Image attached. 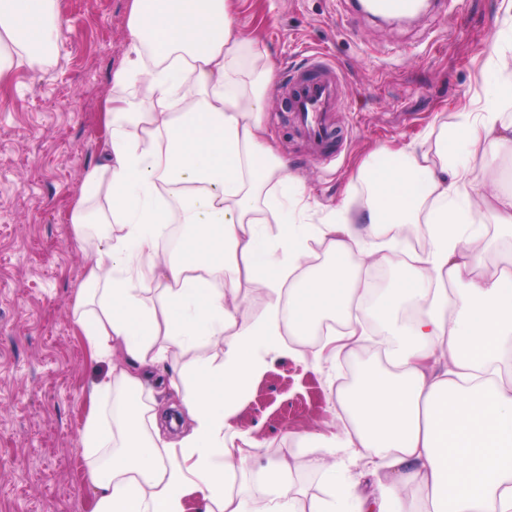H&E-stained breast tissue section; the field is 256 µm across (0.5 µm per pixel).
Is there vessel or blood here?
<instances>
[{"instance_id":"b4317fda","label":"vessel or blood","mask_w":512,"mask_h":512,"mask_svg":"<svg viewBox=\"0 0 512 512\" xmlns=\"http://www.w3.org/2000/svg\"><path fill=\"white\" fill-rule=\"evenodd\" d=\"M373 6L380 15L406 17L414 13L416 0H373ZM311 64L314 75L300 80L288 96V105L303 133L324 145L329 141V115L336 109L341 83L326 53H317Z\"/></svg>"}]
</instances>
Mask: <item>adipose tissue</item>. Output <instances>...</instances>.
Masks as SVG:
<instances>
[{"mask_svg": "<svg viewBox=\"0 0 512 512\" xmlns=\"http://www.w3.org/2000/svg\"><path fill=\"white\" fill-rule=\"evenodd\" d=\"M55 0H0V81L15 63L42 68L58 41ZM145 76L158 108L113 100L101 162L88 170L70 222L94 231L78 293L77 323L106 379L92 386L80 432L96 503L93 512H185L196 495L203 512H512V272L492 269L500 235L512 236V188L488 176L512 153V122L492 94L441 125L421 150H377L360 176L364 209L334 210L322 223L265 209L271 183L293 190L286 159L265 140L263 114L275 84L269 56L243 38L228 0H132L127 55L116 84ZM475 166L461 163L458 146ZM105 197L106 207L94 206ZM500 230L484 232V221ZM186 226L174 257L159 243ZM358 224L383 231L428 227L398 287L375 292L354 271V253L393 251L369 244ZM328 261L301 269L311 243ZM263 289L261 315L238 321L242 286ZM158 292L147 303L143 293ZM340 321L353 342L377 330L380 355L361 366L356 385L336 393L349 427L329 441L306 438L325 496L302 501L291 467L259 458L269 491L259 509L225 495L235 459L224 431L271 352L307 336L321 320ZM222 347L175 375L157 369L170 351ZM447 363L423 367L437 348ZM165 386L191 423L178 442L150 432L156 414L140 401ZM344 452L326 466L322 455ZM373 457L369 494L350 473Z\"/></svg>", "mask_w": 512, "mask_h": 512, "instance_id": "ef3b65f1", "label": "adipose tissue"}]
</instances>
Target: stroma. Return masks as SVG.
I'll use <instances>...</instances> for the list:
<instances>
[{
  "label": "stroma",
  "instance_id": "1",
  "mask_svg": "<svg viewBox=\"0 0 512 512\" xmlns=\"http://www.w3.org/2000/svg\"><path fill=\"white\" fill-rule=\"evenodd\" d=\"M245 38L276 67L265 122L271 142L307 192L295 207L318 224L341 204L368 198L360 166L379 147H418L432 129L496 83L482 51L512 30L504 0H452L453 18L428 11L394 25L357 13L352 0H231ZM61 37L45 70L15 67L0 81V512H92L79 438L88 393L109 365L93 358L75 322L77 292L97 241L69 221L86 171L101 159L113 99L156 105L143 77L116 84L130 0H55ZM330 54L343 80L328 150L311 147L284 90L309 56ZM323 350L267 358L239 403L225 441L237 467L224 488L265 494L257 455L284 459L307 495L325 485L302 439L329 440L348 423L336 405L353 346L327 336ZM257 441L250 448L239 432Z\"/></svg>",
  "mask_w": 512,
  "mask_h": 512
}]
</instances>
